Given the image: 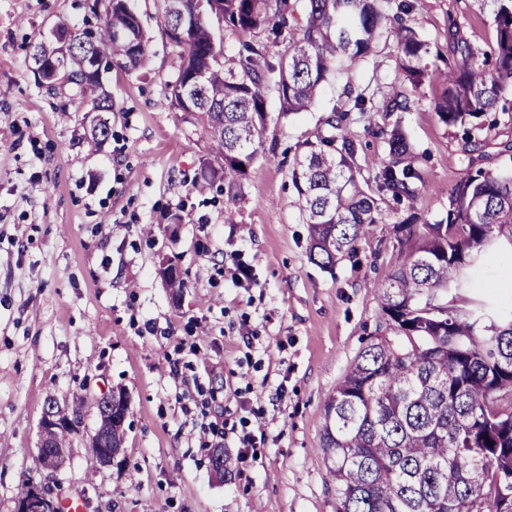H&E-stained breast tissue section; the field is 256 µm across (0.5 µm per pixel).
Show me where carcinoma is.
Masks as SVG:
<instances>
[{
  "label": "carcinoma",
  "instance_id": "obj_1",
  "mask_svg": "<svg viewBox=\"0 0 512 512\" xmlns=\"http://www.w3.org/2000/svg\"><path fill=\"white\" fill-rule=\"evenodd\" d=\"M492 67L477 66L453 29L448 87L435 103L446 123L492 111L512 89V0H496ZM414 0H161L169 39L182 48L171 97L202 123L216 161L211 179L236 197L240 166L264 148L266 106L281 114L308 110L333 73L370 57L385 34L395 38L414 86L428 44L406 24ZM240 42L234 55L215 47V17ZM123 38L116 37L117 32ZM264 35V42L251 37ZM288 42L278 62L270 44ZM137 68L147 57L134 0H112L95 31L73 33L58 72L41 80L74 85L92 112L112 111L102 82L107 48ZM202 73L203 81H190ZM411 100L393 90L376 100L346 91L328 134L294 154L291 180L310 233L309 259L329 269L354 255L388 214L378 197L414 208L418 157L393 130L387 156L372 161L376 188L360 181L350 113L407 112ZM404 256L380 285L381 320L368 334L324 405L323 448L330 462L336 512H512V309L488 299L435 304L464 296L484 255L512 251V172L478 169L455 189L448 216L421 230L416 216L394 225Z\"/></svg>",
  "mask_w": 512,
  "mask_h": 512
}]
</instances>
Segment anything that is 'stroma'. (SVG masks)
<instances>
[{
	"label": "stroma",
	"mask_w": 512,
	"mask_h": 512,
	"mask_svg": "<svg viewBox=\"0 0 512 512\" xmlns=\"http://www.w3.org/2000/svg\"><path fill=\"white\" fill-rule=\"evenodd\" d=\"M109 0H0V512L27 489L83 497L87 512H336L323 450L324 404L381 316L378 287L402 259L391 225H376L356 257L322 269L308 258L289 163L298 145L327 133L346 89L406 94V112L352 113L357 163L400 127L419 156L414 210L444 220L470 171L465 127L441 120L448 28L483 63L496 42L494 0H421L407 22L429 45L412 87L392 37L349 73L320 87L313 106L281 115L268 103L265 149L236 200L201 168L211 160L200 127L172 103L181 50L159 0H137L148 56L102 75L112 109L93 112L75 91L52 94L31 70L28 44L59 23L100 26ZM103 124L108 137L90 147ZM481 166L512 169V94L474 120ZM179 269L173 294L160 270ZM474 293L512 306V252L482 259ZM129 399L123 450L91 463L98 400ZM82 396V426L60 469L37 459L47 399ZM256 445L243 447L244 431ZM237 460L224 483L208 448Z\"/></svg>",
	"instance_id": "35a3bbf8"
}]
</instances>
